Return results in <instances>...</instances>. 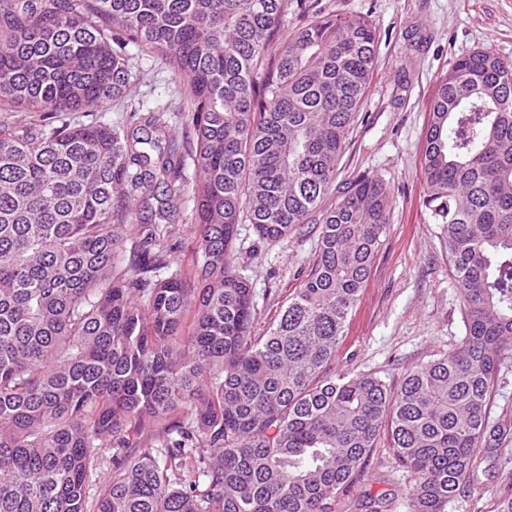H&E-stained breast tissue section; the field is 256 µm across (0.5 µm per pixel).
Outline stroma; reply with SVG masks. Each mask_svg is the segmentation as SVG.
<instances>
[{
  "mask_svg": "<svg viewBox=\"0 0 512 512\" xmlns=\"http://www.w3.org/2000/svg\"><path fill=\"white\" fill-rule=\"evenodd\" d=\"M328 13L370 17L378 37L374 76L337 179L382 178L392 205L390 224L331 368L374 375L396 390L410 369L447 355L465 334L448 246L423 203L420 163L429 101L440 77L463 55L489 48L512 63V0H294L288 24ZM142 66L133 107L166 109L182 83L161 61L146 60ZM318 233V225L309 224L303 236L267 245L257 241L251 225H240L236 253L251 262L256 331L268 328L308 273ZM491 420L503 436L482 445L476 474L446 512H497L499 502L512 496V473L502 465L512 454V358L500 366ZM410 485L409 469L387 437H380L363 474L337 498L336 512H370L372 499L383 495L390 512H411Z\"/></svg>",
  "mask_w": 512,
  "mask_h": 512,
  "instance_id": "stroma-1",
  "label": "stroma"
}]
</instances>
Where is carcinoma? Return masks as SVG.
<instances>
[{
    "instance_id": "1",
    "label": "carcinoma",
    "mask_w": 512,
    "mask_h": 512,
    "mask_svg": "<svg viewBox=\"0 0 512 512\" xmlns=\"http://www.w3.org/2000/svg\"><path fill=\"white\" fill-rule=\"evenodd\" d=\"M292 0H0V512H335L381 434L445 512L495 432L512 356V64L461 57L429 103L424 206L448 243L465 336L392 391L327 375L390 224L359 177L334 203L373 78L377 29L327 14L284 33ZM171 67L174 111L94 112ZM142 125L155 138L136 136ZM157 182L158 224L119 258ZM193 190L196 246L174 262L168 205ZM320 225L268 330L233 248ZM112 479L93 502L99 450Z\"/></svg>"
}]
</instances>
